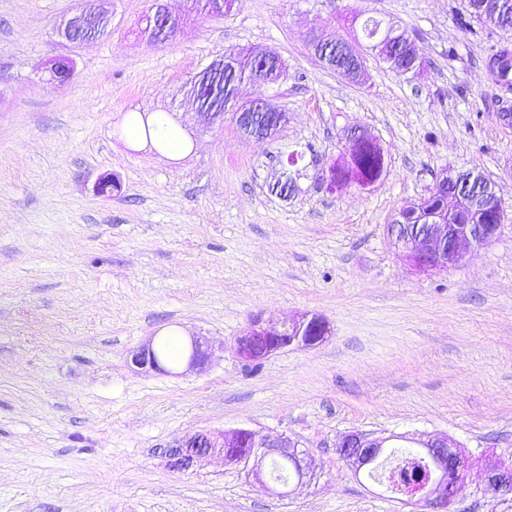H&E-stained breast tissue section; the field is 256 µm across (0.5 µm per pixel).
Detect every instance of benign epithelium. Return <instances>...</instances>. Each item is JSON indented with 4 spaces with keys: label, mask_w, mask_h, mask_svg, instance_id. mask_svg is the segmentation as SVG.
<instances>
[{
    "label": "benign epithelium",
    "mask_w": 512,
    "mask_h": 512,
    "mask_svg": "<svg viewBox=\"0 0 512 512\" xmlns=\"http://www.w3.org/2000/svg\"><path fill=\"white\" fill-rule=\"evenodd\" d=\"M107 0L81 12L65 17L55 27L56 35L64 40L76 21L93 22L101 27L111 24L112 13L104 6ZM147 34L158 44L173 39L181 28L182 16L174 15L162 3L147 14ZM311 43L323 47V53H342L349 57L357 51L349 43L325 40L316 37ZM390 67L403 75L424 68L415 42L406 37L383 33L373 46ZM223 93L217 83L196 84L185 88V95L195 105L196 114L208 125L224 124V113L207 110L199 106V98L205 94L214 97ZM438 187L448 200V213L456 212L465 202L475 209L489 211L486 224H417L411 229L400 223L391 224L388 233L401 255L419 272L446 270L462 264L472 246H486L496 237L504 215L502 198L495 185L474 172H446ZM328 332L326 322L318 317L303 315L289 324L277 326L260 319L252 321L242 336L236 339V352L240 359L258 362L294 344L311 345L322 340ZM212 346L202 336H191L185 341L183 362L187 369H201L211 357ZM131 362L140 369L164 372L166 368L157 354V343L150 339L132 354ZM391 437H377L368 433L345 435L338 444L340 455L352 462L354 472H360L387 447ZM434 459L438 475L422 481L416 489L405 494L406 502L422 508L424 512H448L462 493L461 478L466 461L446 438L430 437L417 442ZM220 456L225 462L241 465L247 475L267 493L281 495L288 482L268 476L266 463L272 458H291L295 464V475L303 479L306 475L305 453L298 444L281 434L262 435L254 430L239 428L230 432H202L183 440L170 452L172 467L186 471L203 457ZM485 491L512 493V469L500 464H489L485 471Z\"/></svg>",
    "instance_id": "7a95c632"
}]
</instances>
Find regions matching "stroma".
<instances>
[{
	"label": "stroma",
	"instance_id": "35a3bbf8",
	"mask_svg": "<svg viewBox=\"0 0 512 512\" xmlns=\"http://www.w3.org/2000/svg\"><path fill=\"white\" fill-rule=\"evenodd\" d=\"M152 0H111L108 36L54 33L83 0H0V512H410L354 476L349 433L433 434L467 459L458 512H512L485 467L512 465V127L486 68L512 32L470 20L464 0H236L221 18L184 14L175 40L137 31ZM405 28L417 79L374 51L353 82L314 57L312 35L358 43L367 17ZM281 57L277 134L232 115L200 121L185 83L226 50ZM67 56L73 77L40 81ZM172 110L189 139L171 155L128 137L140 113ZM361 130L384 150L370 187L329 193L328 168ZM296 189L271 194L289 152ZM449 170L478 171L506 203L496 239L461 266L416 272L387 234ZM118 188L98 195L104 179ZM322 317L326 338L248 363L252 319ZM176 330L216 345L200 370L142 372L133 350ZM284 434L308 453L289 496L207 457L170 468L198 432Z\"/></svg>",
	"mask_w": 512,
	"mask_h": 512
}]
</instances>
